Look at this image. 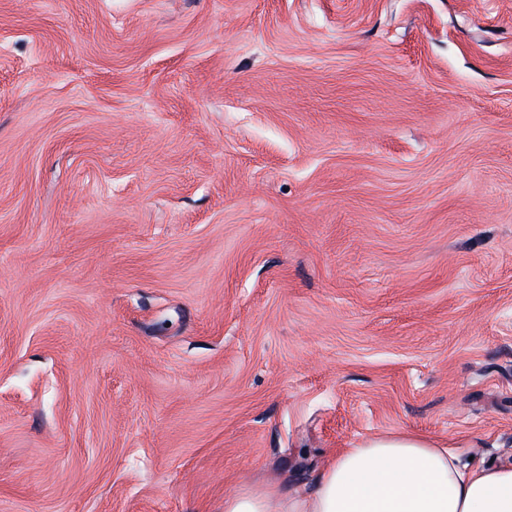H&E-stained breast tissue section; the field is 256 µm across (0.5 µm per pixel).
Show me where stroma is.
<instances>
[{
	"label": "stroma",
	"mask_w": 512,
	"mask_h": 512,
	"mask_svg": "<svg viewBox=\"0 0 512 512\" xmlns=\"http://www.w3.org/2000/svg\"><path fill=\"white\" fill-rule=\"evenodd\" d=\"M396 431L512 462V0H0V512Z\"/></svg>",
	"instance_id": "35a3bbf8"
}]
</instances>
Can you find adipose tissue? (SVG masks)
I'll use <instances>...</instances> for the list:
<instances>
[{"instance_id":"adipose-tissue-1","label":"adipose tissue","mask_w":512,"mask_h":512,"mask_svg":"<svg viewBox=\"0 0 512 512\" xmlns=\"http://www.w3.org/2000/svg\"><path fill=\"white\" fill-rule=\"evenodd\" d=\"M224 512H512V465L465 469L438 440L396 432L342 450L293 491L247 486Z\"/></svg>"}]
</instances>
